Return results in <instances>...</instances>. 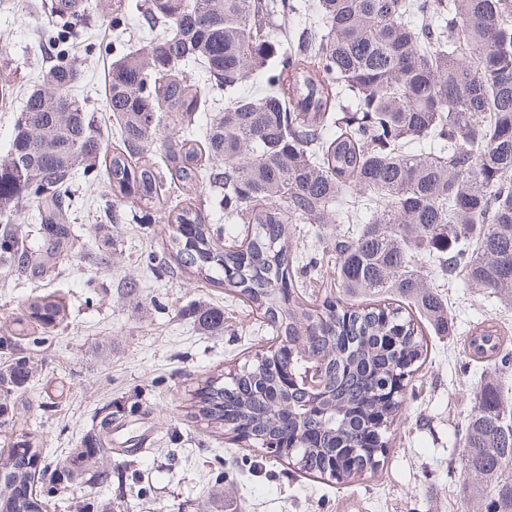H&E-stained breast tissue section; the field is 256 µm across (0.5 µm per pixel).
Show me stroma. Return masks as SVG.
Here are the masks:
<instances>
[{
    "instance_id": "stroma-1",
    "label": "stroma",
    "mask_w": 512,
    "mask_h": 512,
    "mask_svg": "<svg viewBox=\"0 0 512 512\" xmlns=\"http://www.w3.org/2000/svg\"><path fill=\"white\" fill-rule=\"evenodd\" d=\"M93 3L75 47L82 70L77 93L108 137L105 81L113 60L112 26L101 16L106 0ZM53 25L49 8L32 11L27 0H0V80L14 87L11 106L0 108V156L10 147L24 93L46 64L38 44ZM76 189L78 232L91 246H105L111 267L95 272L78 252L55 280L0 287V335L13 329L23 313L21 300L33 293H57L71 312L69 325L44 354L18 422L0 427V462L16 437L29 432L45 439L50 460L68 458L94 414L112 402L120 410L112 421V446L99 461L112 472L111 487L100 495L104 504L122 501L135 512H471L478 480L461 468L464 420L476 388L512 387V369L471 361L464 343L474 325L485 321L497 326L503 350L512 352V310L465 288L462 280L442 282L450 328L444 335L425 332L428 355L397 411L383 465L348 484L313 478L187 415L208 376L275 344L261 314L188 276L154 275L149 257L169 255L167 209H152L143 224L112 220L104 216L101 187L82 179ZM130 278L142 285L133 298L122 293ZM199 307L223 312V333L199 328ZM133 443L139 449L129 470L126 450Z\"/></svg>"
}]
</instances>
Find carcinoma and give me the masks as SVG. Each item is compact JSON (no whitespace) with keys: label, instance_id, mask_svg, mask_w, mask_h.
Listing matches in <instances>:
<instances>
[{"label":"carcinoma","instance_id":"cac0c4a2","mask_svg":"<svg viewBox=\"0 0 512 512\" xmlns=\"http://www.w3.org/2000/svg\"><path fill=\"white\" fill-rule=\"evenodd\" d=\"M49 66L29 87L7 155L0 158V268L13 280L59 276L74 252L77 178L104 167L105 213L136 195L162 204L167 181L208 186L224 217L252 225L245 248L224 247V225L186 204L168 213L172 264L262 313L290 347L255 357L196 390L190 418L268 450L312 474L351 483L375 470L385 433L421 367L420 323L448 331V307L417 263L512 303V0H144L149 41L125 50L127 13L112 9L115 61L106 79L116 146L104 139L76 88L73 49L90 0H52ZM311 19L295 28V16ZM200 66L207 86L184 74ZM257 80L197 123L206 91ZM182 132L161 170L143 157L161 113ZM23 209L39 223L22 237ZM357 224L336 232L339 294L320 304L298 295L317 259L288 246L292 224ZM398 296L402 307L356 300ZM0 336V426L19 415L36 352L66 317L50 294ZM199 327L224 329L201 309ZM477 359L499 354L497 331L468 342ZM324 368L321 397L291 375ZM112 404L69 458L47 461L42 437L24 435L0 470V512H43L31 490L57 495L90 482L72 512H95L93 486L111 482L89 448L112 447ZM466 472L480 477L473 512H512V395L475 392L463 434Z\"/></svg>","mask_w":512,"mask_h":512}]
</instances>
